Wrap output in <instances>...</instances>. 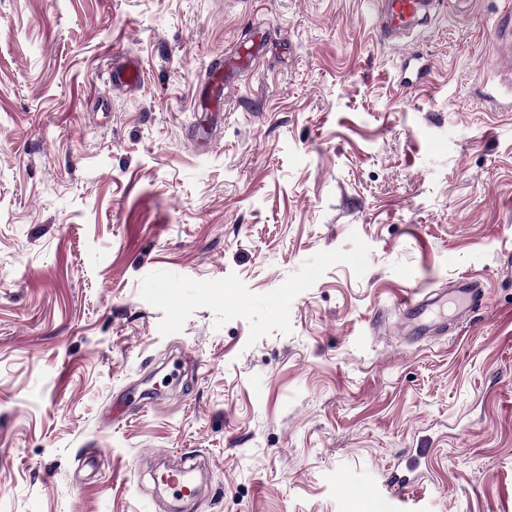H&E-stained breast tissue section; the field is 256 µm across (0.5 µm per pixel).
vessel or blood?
Instances as JSON below:
<instances>
[{"label": "vessel or blood", "mask_w": 512, "mask_h": 512, "mask_svg": "<svg viewBox=\"0 0 512 512\" xmlns=\"http://www.w3.org/2000/svg\"><path fill=\"white\" fill-rule=\"evenodd\" d=\"M427 0H380L378 14L371 30L377 40L400 38L427 22ZM404 89L411 90L424 84L432 69L430 58L419 52L403 53L397 64ZM223 62L211 64L206 75V94L200 95L197 107L201 111L214 109L216 98L224 93ZM487 291L483 280L463 276L449 287L438 290L413 289L402 294L396 302L401 327L414 341L430 339L446 333L449 325L469 321L486 305ZM431 446L413 449L406 470L393 473L388 482V499L397 505L411 500L415 481L422 464L427 463ZM163 482L172 497L182 499L196 490L192 468L176 465L164 470Z\"/></svg>", "instance_id": "obj_1"}]
</instances>
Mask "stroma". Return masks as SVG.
I'll use <instances>...</instances> for the list:
<instances>
[{
  "mask_svg": "<svg viewBox=\"0 0 512 512\" xmlns=\"http://www.w3.org/2000/svg\"><path fill=\"white\" fill-rule=\"evenodd\" d=\"M511 5L399 46L368 0H0V512H154L189 451L193 512H386L422 435L403 512H512ZM463 275L486 306L408 341L396 297ZM397 68L400 73L399 83L404 89L412 90L424 84L432 69V63L430 58L422 53L406 52L400 56ZM236 58L228 60L224 66V59L209 66V73L206 74V86L208 93L199 96L196 106L202 112H214L215 98L224 95V74L229 70ZM225 67V68H224ZM423 448H413L411 461L406 471L393 473L388 482V498L391 508L394 505L411 500L415 493V481L418 478L417 470L427 463L431 454V445H422Z\"/></svg>",
  "mask_w": 512,
  "mask_h": 512,
  "instance_id": "35a3bbf8",
  "label": "stroma"
}]
</instances>
